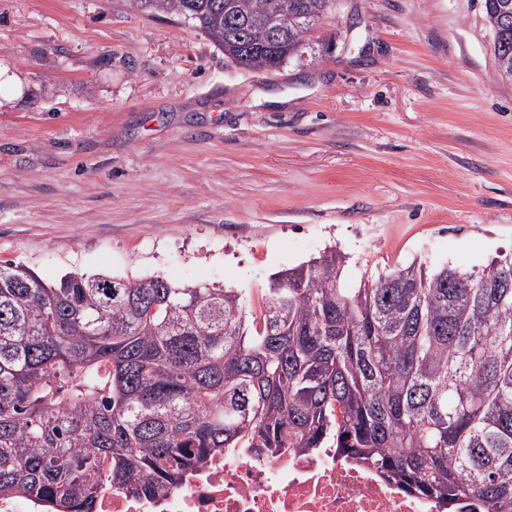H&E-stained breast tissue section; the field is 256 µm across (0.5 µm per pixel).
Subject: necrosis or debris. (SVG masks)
Instances as JSON below:
<instances>
[{
  "instance_id": "obj_1",
  "label": "necrosis or debris",
  "mask_w": 512,
  "mask_h": 512,
  "mask_svg": "<svg viewBox=\"0 0 512 512\" xmlns=\"http://www.w3.org/2000/svg\"><path fill=\"white\" fill-rule=\"evenodd\" d=\"M94 512H443L406 494L374 467L336 449L256 458L233 450L208 460L179 487L149 494L99 491Z\"/></svg>"
}]
</instances>
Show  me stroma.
<instances>
[{
    "mask_svg": "<svg viewBox=\"0 0 512 512\" xmlns=\"http://www.w3.org/2000/svg\"><path fill=\"white\" fill-rule=\"evenodd\" d=\"M512 259V81L482 0H334L240 68L128 0H0V264L235 289Z\"/></svg>",
    "mask_w": 512,
    "mask_h": 512,
    "instance_id": "1",
    "label": "stroma"
}]
</instances>
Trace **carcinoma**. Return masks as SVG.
I'll use <instances>...</instances> for the list:
<instances>
[{"instance_id": "obj_1", "label": "carcinoma", "mask_w": 512, "mask_h": 512, "mask_svg": "<svg viewBox=\"0 0 512 512\" xmlns=\"http://www.w3.org/2000/svg\"><path fill=\"white\" fill-rule=\"evenodd\" d=\"M333 0H131L190 20L244 68L283 65ZM512 80V0H483ZM326 249L232 288L161 276L47 282L0 265V495L93 512L238 448L328 446L455 512H512V260L401 266L347 288Z\"/></svg>"}]
</instances>
